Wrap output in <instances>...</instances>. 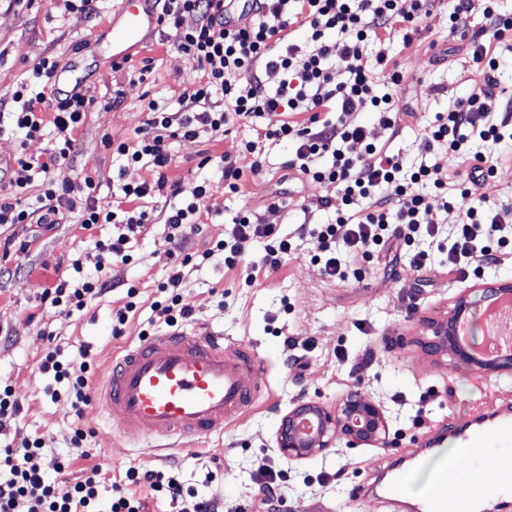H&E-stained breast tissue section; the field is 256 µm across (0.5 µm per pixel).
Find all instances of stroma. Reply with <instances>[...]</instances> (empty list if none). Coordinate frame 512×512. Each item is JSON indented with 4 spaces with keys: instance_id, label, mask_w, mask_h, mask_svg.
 <instances>
[{
    "instance_id": "35a3bbf8",
    "label": "stroma",
    "mask_w": 512,
    "mask_h": 512,
    "mask_svg": "<svg viewBox=\"0 0 512 512\" xmlns=\"http://www.w3.org/2000/svg\"><path fill=\"white\" fill-rule=\"evenodd\" d=\"M112 10L96 15L66 11L62 0H0V157L12 161L19 152L43 156L53 140L22 143L12 131V102L5 87L26 78L40 56L56 57L68 84L78 85L90 108L75 130V148L63 165L69 178L91 175L101 184L104 200H111L119 183H138L146 169L122 167L105 145L106 138L133 136L145 119L144 106L155 99L178 111L202 71L195 59L180 52L163 32L151 33L134 66L151 60L153 74L139 83L127 71L112 67L109 43ZM465 41L448 34V0H434L422 30L412 44L401 36L387 42V54L402 72L399 85L389 86L395 111L405 113L404 128L396 138L379 131V140L390 141L406 167L421 161L420 135L434 113L452 109L457 102L481 95L485 81L474 69ZM123 102L111 111L102 106L115 90ZM249 127L230 126L227 132H208L195 140L173 144L169 181L179 188L177 198L149 199L153 222L149 233L133 242L130 262H113L112 280L117 287L110 295L92 301L83 313L67 314L62 307L44 300L43 293L58 278L71 274L72 261H79L84 274L95 271L96 238L112 234L114 227L82 228L73 213L61 223L0 224V240L24 242L25 250H11L0 258V387H12L24 402V410L6 438L18 448L39 439L42 453L33 464L53 474L57 461L70 460L67 480L79 477L82 468L98 463L103 481L141 504V512H182L192 500L216 497L224 512H267L256 480L259 465L287 470L290 480L268 512H418L413 499L388 503L382 495L363 500L349 497L359 482L383 475L392 461L406 459L415 466V451L421 441L444 433L457 443V430L473 416L504 405L512 406V375L486 371L473 373L469 363L431 355L423 346L427 320L440 319L464 296L470 309L483 297V283L512 280V255L485 267L480 276L449 270L435 243L421 239L413 247L393 241L379 256L360 264L361 280L339 282L324 274L313 261L316 242L307 228L330 222L333 211L315 209L326 193L321 184L288 169L293 147L281 142L261 151L263 170L246 175L238 194L224 191V177L216 159L235 155L241 139L251 137ZM476 152L498 159L489 190L490 202L506 222L512 223V143L491 146L473 141L467 154L449 157L442 179L447 195L423 187L431 204L449 200V224H456L454 205L460 200L462 180ZM209 181L218 212L201 213L200 231L187 242L192 262L185 269L181 293L193 309L185 330L220 333L225 345L251 344L260 359L268 384L266 396L223 432L202 441L149 455L134 442L120 437L111 421L88 404L75 413L66 393L46 396L51 382L41 368L44 354L58 350L70 363L72 374H80L83 350H90L98 367L122 356L136 344L141 331L155 334L166 325L152 308L157 286L168 273L163 253L166 215L173 201L191 200L197 186ZM255 211L266 224L282 225L292 243L279 268L256 283L245 281L244 264L260 259L264 243L250 239L241 245L242 264L224 266L222 255L201 259V251L223 239L233 213L241 206ZM427 251L431 261L418 270L409 264L410 250ZM135 285L136 308L130 313L125 333L113 337L112 312L126 303V285ZM345 359H338V352ZM380 401L392 417L391 443L386 448L331 449L327 457L291 461L279 452L275 439L281 417L295 403L315 400L336 405L352 386ZM89 432L86 450L69 442L73 428ZM179 463L178 478L183 496L154 492L126 478L129 469H164Z\"/></svg>"
}]
</instances>
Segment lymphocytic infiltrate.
<instances>
[{
    "instance_id": "obj_1",
    "label": "lymphocytic infiltrate",
    "mask_w": 512,
    "mask_h": 512,
    "mask_svg": "<svg viewBox=\"0 0 512 512\" xmlns=\"http://www.w3.org/2000/svg\"><path fill=\"white\" fill-rule=\"evenodd\" d=\"M428 0H252L240 23L224 16L225 0H161L158 14L162 32L170 36L178 49L199 63L203 75L195 83L185 110L170 112L156 100L145 106L146 118L131 139H106L105 145L125 165L147 167L151 179L137 184H122L120 203L103 202L101 184L93 176L80 180L61 176L60 169L74 149L73 132L87 112V101L80 93L58 99L50 125L54 143L45 159L20 155L10 172L6 191L0 192V224H56L61 211L76 212L84 228L118 224V235L96 242L99 252L96 273L76 282L58 278L45 292L52 304L67 313L83 312L92 299L112 290L108 268L113 259L129 261L130 240L145 233L152 214L144 204L168 185L166 172L173 160L171 141L192 140L206 132L223 130L235 121L255 126L256 137L242 140L236 156H221L224 190L238 193L245 173L262 169L257 158L258 145L264 141L288 142L294 156L290 169L322 184L327 193L319 198V209H334L331 222L313 229L316 254L332 278L346 281L360 276L358 259L379 254L386 244L399 239L411 244L415 238H438L452 270L473 268L481 271L496 261L493 245H506L507 230L488 195L494 178L493 157L471 153V138L484 142L512 141L511 104L498 89V58L483 43L485 35L504 39L512 33V17L498 13L496 0H449L448 32H470L474 12L485 21L477 33H471V61L483 75L487 88L482 95L458 102L453 109L436 113L423 130L421 149L424 163L405 168L400 155L391 153L387 144L378 142L374 131L382 129L398 136L403 119L395 112L389 94L377 91L378 81L399 84L402 73L389 64L384 50L392 35H401L412 43L428 15ZM307 31L309 45L294 43L293 27ZM377 46L375 66L364 61L366 44ZM344 62L349 73L344 82H336L333 66ZM59 68L55 57L41 56L29 76L8 91L17 109L10 115L12 126L23 141L41 138L45 125L40 116L44 89L52 84ZM254 72L252 83L240 86L235 75ZM278 72L282 80L269 90L263 73ZM374 112L376 128L352 121L357 108ZM307 121H299V114ZM472 154L474 163L461 191L459 224L446 239H439L440 226L448 217L447 205L431 206L426 196L413 190L415 184L444 189L442 171L452 155ZM249 158V166L238 163ZM38 189L36 204H29L31 189ZM212 188L198 185L191 201L171 206L165 224L164 254L169 273L158 286L160 298L154 306L165 317L168 327H177L191 319L193 309L180 293L184 269L191 255L183 245L198 228L201 210H212ZM229 238L218 241L214 249L224 256L227 268H234L242 242L259 238L265 241V254L251 263L247 283L279 267L291 244L276 224L261 223L255 212L240 209L232 217ZM344 254H337L336 244ZM83 373L72 376L57 351H48L42 369L51 373L54 383L65 384L75 411L90 401L91 361H83ZM39 440L27 441L22 449L0 448V512H97L101 483V465L85 468L81 480L64 484L50 480L37 466L33 456L40 454Z\"/></svg>"
}]
</instances>
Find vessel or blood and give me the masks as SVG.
I'll return each instance as SVG.
<instances>
[{"instance_id": "b4317fda", "label": "vessel or blood", "mask_w": 512, "mask_h": 512, "mask_svg": "<svg viewBox=\"0 0 512 512\" xmlns=\"http://www.w3.org/2000/svg\"><path fill=\"white\" fill-rule=\"evenodd\" d=\"M112 24L114 60L142 45L144 32L156 29L151 0H119ZM264 393L257 353L240 343L226 351L220 336L181 331L141 341L105 367L95 400L129 440L157 452V440L176 436L205 438L223 430ZM486 425L461 434V457L437 474L424 512H476L483 501L512 494V469L499 471L494 481L483 470L512 452V416L488 413ZM410 469L395 466L383 487L391 500L405 496Z\"/></svg>"}]
</instances>
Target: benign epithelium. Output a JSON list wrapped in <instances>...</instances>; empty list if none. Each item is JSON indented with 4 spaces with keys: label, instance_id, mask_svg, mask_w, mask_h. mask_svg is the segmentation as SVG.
Segmentation results:
<instances>
[{
    "label": "benign epithelium",
    "instance_id": "obj_1",
    "mask_svg": "<svg viewBox=\"0 0 512 512\" xmlns=\"http://www.w3.org/2000/svg\"><path fill=\"white\" fill-rule=\"evenodd\" d=\"M466 308L468 305L461 297L448 319L430 323L427 347L432 353L471 361L472 355L458 348L452 337L454 323ZM303 420L312 422V431L300 430ZM389 438L390 419L384 406L372 396L353 390L333 409L314 401L296 404L281 418L276 444L281 455L299 461L324 457L341 441L350 447L384 448L389 445Z\"/></svg>",
    "mask_w": 512,
    "mask_h": 512
}]
</instances>
